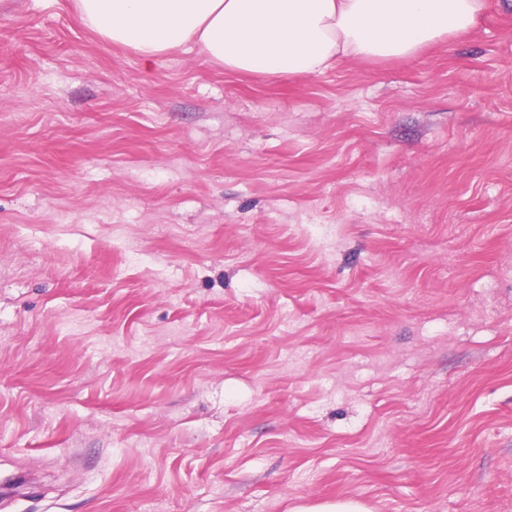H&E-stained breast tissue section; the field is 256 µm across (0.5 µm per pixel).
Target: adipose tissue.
Here are the masks:
<instances>
[{
	"mask_svg": "<svg viewBox=\"0 0 512 512\" xmlns=\"http://www.w3.org/2000/svg\"><path fill=\"white\" fill-rule=\"evenodd\" d=\"M81 21L144 64L198 50L269 81L348 60L410 58L467 34L485 0H75Z\"/></svg>",
	"mask_w": 512,
	"mask_h": 512,
	"instance_id": "1",
	"label": "adipose tissue"
}]
</instances>
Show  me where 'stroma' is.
Masks as SVG:
<instances>
[{
    "mask_svg": "<svg viewBox=\"0 0 512 512\" xmlns=\"http://www.w3.org/2000/svg\"><path fill=\"white\" fill-rule=\"evenodd\" d=\"M512 512V0L406 59L145 66L0 7V512Z\"/></svg>",
    "mask_w": 512,
    "mask_h": 512,
    "instance_id": "35a3bbf8",
    "label": "stroma"
}]
</instances>
